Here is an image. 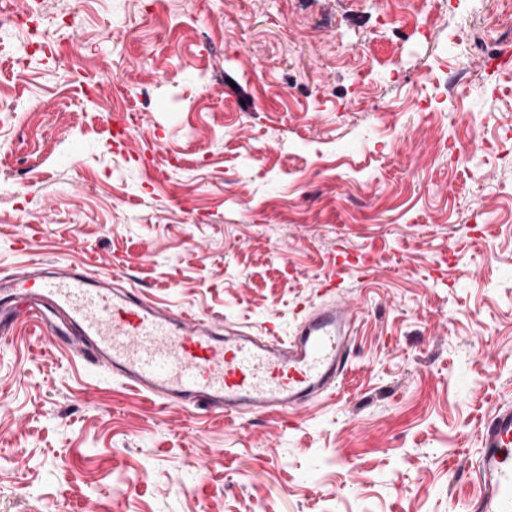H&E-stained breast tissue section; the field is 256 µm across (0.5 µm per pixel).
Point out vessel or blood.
I'll return each instance as SVG.
<instances>
[{"instance_id": "b4317fda", "label": "vessel or blood", "mask_w": 512, "mask_h": 512, "mask_svg": "<svg viewBox=\"0 0 512 512\" xmlns=\"http://www.w3.org/2000/svg\"><path fill=\"white\" fill-rule=\"evenodd\" d=\"M357 319L356 310L333 299L309 309L290 338L243 330L226 336L207 315L149 302L73 264L0 274L1 334L49 325L71 355L147 399L233 418L283 415L333 393ZM476 433L483 448L465 512H512V405H497Z\"/></svg>"}]
</instances>
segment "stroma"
Here are the masks:
<instances>
[{
    "label": "stroma",
    "instance_id": "stroma-1",
    "mask_svg": "<svg viewBox=\"0 0 512 512\" xmlns=\"http://www.w3.org/2000/svg\"><path fill=\"white\" fill-rule=\"evenodd\" d=\"M0 273L115 275L257 336L327 295L288 415L160 407L0 339V512H463L512 404V16L497 0H0ZM74 15V26L61 20ZM26 57L25 69L14 66ZM463 84L445 115L415 101Z\"/></svg>",
    "mask_w": 512,
    "mask_h": 512
}]
</instances>
